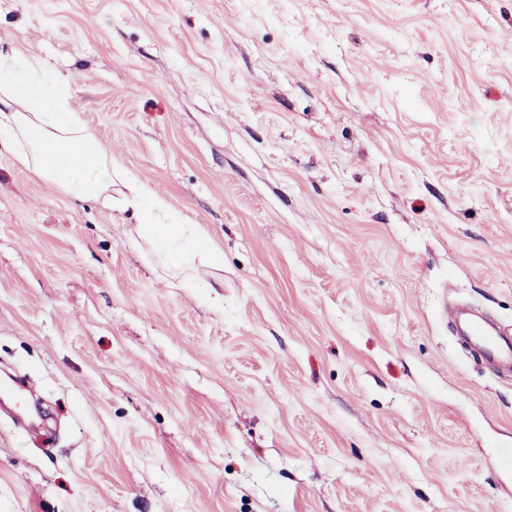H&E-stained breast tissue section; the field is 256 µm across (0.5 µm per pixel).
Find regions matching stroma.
Masks as SVG:
<instances>
[{"label": "stroma", "mask_w": 512, "mask_h": 512, "mask_svg": "<svg viewBox=\"0 0 512 512\" xmlns=\"http://www.w3.org/2000/svg\"><path fill=\"white\" fill-rule=\"evenodd\" d=\"M0 50L221 250L178 287L0 143V512H512L442 312L512 332V0H0Z\"/></svg>", "instance_id": "obj_1"}]
</instances>
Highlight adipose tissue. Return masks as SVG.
Returning a JSON list of instances; mask_svg holds the SVG:
<instances>
[{"mask_svg":"<svg viewBox=\"0 0 512 512\" xmlns=\"http://www.w3.org/2000/svg\"><path fill=\"white\" fill-rule=\"evenodd\" d=\"M0 139L12 146L20 165L75 197L111 204L112 180L120 178L126 188L123 202L140 218L131 240L149 243L167 268L182 272V286H191L185 271L195 260L219 261L217 243L200 225L187 223L167 201L118 168L72 109L67 78L37 55L0 52Z\"/></svg>","mask_w":512,"mask_h":512,"instance_id":"adipose-tissue-1","label":"adipose tissue"}]
</instances>
